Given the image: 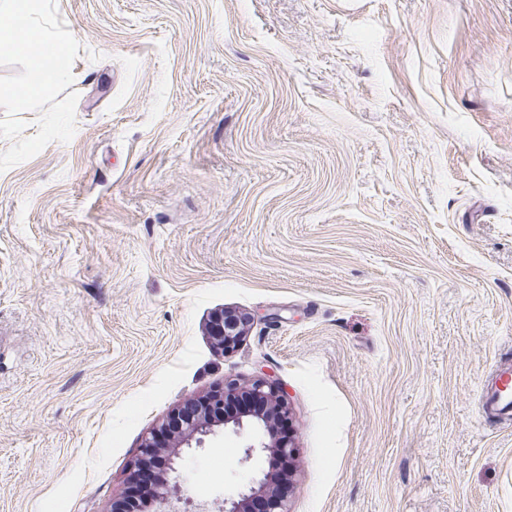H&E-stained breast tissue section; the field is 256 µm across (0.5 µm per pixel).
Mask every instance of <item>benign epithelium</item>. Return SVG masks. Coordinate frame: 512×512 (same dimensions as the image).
Masks as SVG:
<instances>
[{
	"label": "benign epithelium",
	"mask_w": 512,
	"mask_h": 512,
	"mask_svg": "<svg viewBox=\"0 0 512 512\" xmlns=\"http://www.w3.org/2000/svg\"><path fill=\"white\" fill-rule=\"evenodd\" d=\"M251 327V318L235 311L224 310L213 317L211 331L214 343L227 353L237 347L241 338ZM245 396L252 406L235 416L214 413L224 401ZM189 402L174 410L144 438L139 457L130 468L126 485L141 478V468L148 462L171 467L181 455V450L192 445H201L204 438L214 435L221 427L232 428L236 433L251 428L258 442L243 449L241 463L266 457L267 470L252 477L246 488L237 497L224 499L218 512H252L250 502L255 498L263 501L262 512H288L287 477L293 476L295 446L292 437L280 438L270 434L273 425L289 415L287 402L278 386L256 379L249 384L230 381L208 396V404L191 412L186 409ZM145 508H135L125 500L115 502L112 512H208L204 508H189L190 498L176 479L163 481L143 488Z\"/></svg>",
	"instance_id": "benign-epithelium-1"
}]
</instances>
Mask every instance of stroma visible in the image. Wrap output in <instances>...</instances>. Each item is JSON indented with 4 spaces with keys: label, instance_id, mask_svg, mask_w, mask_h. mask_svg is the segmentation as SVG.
I'll return each mask as SVG.
<instances>
[{
    "label": "stroma",
    "instance_id": "35a3bbf8",
    "mask_svg": "<svg viewBox=\"0 0 512 512\" xmlns=\"http://www.w3.org/2000/svg\"><path fill=\"white\" fill-rule=\"evenodd\" d=\"M75 134L0 172V512H110L260 377L291 512H512V0H55ZM254 324L216 350L212 317ZM248 434L185 449L237 494ZM481 407L504 420L512 417V365L498 366L482 387ZM240 396L249 398L253 403L240 414L226 416L212 411V406H223L224 401ZM192 400H187L179 409L171 412L144 438L139 447L138 460L128 472L126 485L139 481L141 468L148 462L175 469L173 464L180 457L182 448H192L193 441L196 447H200L204 438L216 435L221 426H224V430L230 427L236 433L245 431L249 426L258 442L243 449L240 462L247 464L265 455L267 470L262 471L259 476H253L237 498H224V504L222 508L219 507L218 512H252L249 505L255 498L262 499V512H288L287 481L289 484V478L293 476L295 446L290 434L288 437L277 438L272 433L273 425L286 420L289 415L286 399L279 387L264 379H255L249 384L230 381L208 396L211 405L206 404L191 412L185 407ZM178 417H181L179 424L173 428L171 424ZM266 435L268 442L264 439ZM163 436L172 443H162L160 440ZM282 462L288 467V480L287 474L280 469Z\"/></svg>",
    "mask_w": 512,
    "mask_h": 512
}]
</instances>
